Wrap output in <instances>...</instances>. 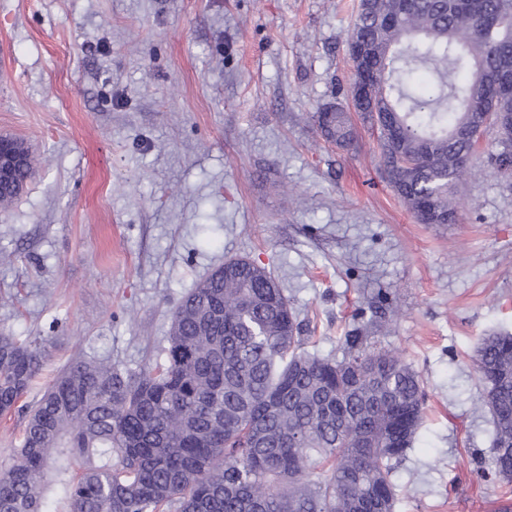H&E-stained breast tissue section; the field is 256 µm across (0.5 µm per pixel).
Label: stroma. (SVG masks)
<instances>
[{
  "instance_id": "stroma-1",
  "label": "stroma",
  "mask_w": 512,
  "mask_h": 512,
  "mask_svg": "<svg viewBox=\"0 0 512 512\" xmlns=\"http://www.w3.org/2000/svg\"><path fill=\"white\" fill-rule=\"evenodd\" d=\"M358 0H0V135L31 177L0 206V333L37 339L26 405L76 358L152 365L184 293L230 257L280 281L308 348L382 324L421 372L426 418L396 512H512L478 474L491 439L474 350L512 333V178L487 132L453 224L418 223L378 132L326 141Z\"/></svg>"
}]
</instances>
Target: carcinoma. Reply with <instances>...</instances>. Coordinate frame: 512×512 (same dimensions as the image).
<instances>
[{"instance_id": "1", "label": "carcinoma", "mask_w": 512, "mask_h": 512, "mask_svg": "<svg viewBox=\"0 0 512 512\" xmlns=\"http://www.w3.org/2000/svg\"><path fill=\"white\" fill-rule=\"evenodd\" d=\"M360 0L350 39L372 71L363 122L379 131L389 184L414 218L454 223V193L477 139L512 177V0ZM498 19L489 28L476 16ZM429 72V90L412 82ZM330 113L323 119L322 112ZM312 119L340 148L355 141L350 113ZM19 170L3 202L20 193ZM370 326L343 338L341 357L306 348L304 324L274 275L229 258L182 297L155 364L122 370L72 361L26 415L20 448L0 469V512H395L394 465L424 420L421 374L393 350L367 347ZM476 409L492 437L483 477L512 484V334L485 336L474 358ZM40 369L36 340L0 335V415L17 407ZM369 447H360V437Z\"/></svg>"}]
</instances>
